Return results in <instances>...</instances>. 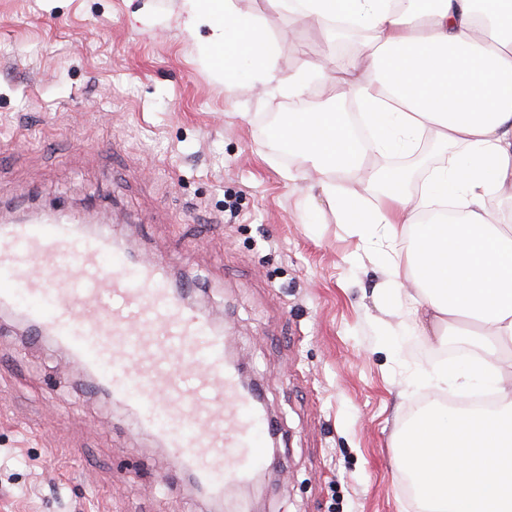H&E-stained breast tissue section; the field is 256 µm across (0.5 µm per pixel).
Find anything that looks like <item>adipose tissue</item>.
Instances as JSON below:
<instances>
[{"mask_svg": "<svg viewBox=\"0 0 512 512\" xmlns=\"http://www.w3.org/2000/svg\"><path fill=\"white\" fill-rule=\"evenodd\" d=\"M318 18L326 40L338 28L367 32L359 54L337 65L360 104L353 125L335 103L289 113L282 140L320 175L329 206L366 250L389 245L397 268L406 257L412 286L384 291L408 302L413 330L443 316L476 325L467 368L432 369L437 389L496 397L494 409L433 404L403 431L404 470L417 475L420 512H512V0H268ZM183 29L203 39L213 59L242 83L278 82L302 93L311 75H276L275 45L261 19L237 0H182ZM208 38H201V29ZM450 152L448 166L416 186L407 167L368 168L371 155L411 156L422 142ZM360 179L357 189L345 181ZM383 197L371 205L368 195ZM405 252H396L399 242Z\"/></svg>", "mask_w": 512, "mask_h": 512, "instance_id": "obj_1", "label": "adipose tissue"}]
</instances>
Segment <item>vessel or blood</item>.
I'll return each mask as SVG.
<instances>
[{
  "mask_svg": "<svg viewBox=\"0 0 512 512\" xmlns=\"http://www.w3.org/2000/svg\"><path fill=\"white\" fill-rule=\"evenodd\" d=\"M0 303L64 345L209 496L223 498L262 466L268 420L227 361L223 335L186 307L163 259L85 233L68 212L4 224Z\"/></svg>",
  "mask_w": 512,
  "mask_h": 512,
  "instance_id": "b4317fda",
  "label": "vessel or blood"
}]
</instances>
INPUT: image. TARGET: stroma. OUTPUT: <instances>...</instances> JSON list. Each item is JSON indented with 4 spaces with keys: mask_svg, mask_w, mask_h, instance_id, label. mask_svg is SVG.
<instances>
[{
    "mask_svg": "<svg viewBox=\"0 0 512 512\" xmlns=\"http://www.w3.org/2000/svg\"><path fill=\"white\" fill-rule=\"evenodd\" d=\"M145 18H137L142 5ZM262 18L282 72L322 64L303 91L228 92L183 33L181 0H0V214L70 209L138 256L160 257L261 391L279 455L242 512H416L400 434L439 391L435 354L476 348L440 322L408 330L376 302L384 256L366 254L270 113L346 103L320 22L238 0ZM171 448L94 393L67 353L0 316V512H208Z\"/></svg>",
    "mask_w": 512,
    "mask_h": 512,
    "instance_id": "35a3bbf8",
    "label": "stroma"
}]
</instances>
